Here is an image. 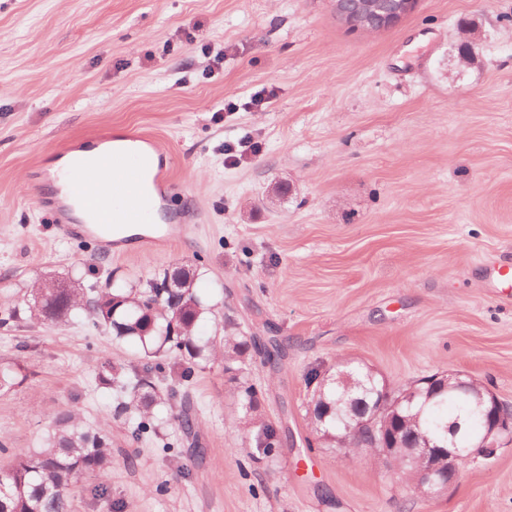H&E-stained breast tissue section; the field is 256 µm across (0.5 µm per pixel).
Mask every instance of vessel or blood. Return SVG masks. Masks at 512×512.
<instances>
[{
  "instance_id": "vessel-or-blood-1",
  "label": "vessel or blood",
  "mask_w": 512,
  "mask_h": 512,
  "mask_svg": "<svg viewBox=\"0 0 512 512\" xmlns=\"http://www.w3.org/2000/svg\"><path fill=\"white\" fill-rule=\"evenodd\" d=\"M66 189L89 216L77 223L70 209L54 203L57 224L69 237L95 236L101 250L122 253L125 225L153 223L155 204L173 194L165 169H153L149 155L137 147L108 148L101 156L76 159L66 174Z\"/></svg>"
}]
</instances>
